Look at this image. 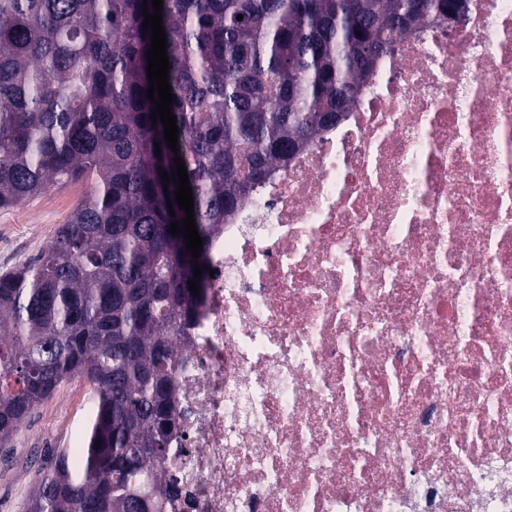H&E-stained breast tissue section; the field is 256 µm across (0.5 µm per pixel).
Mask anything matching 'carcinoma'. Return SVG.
<instances>
[{
	"instance_id": "obj_1",
	"label": "carcinoma",
	"mask_w": 512,
	"mask_h": 512,
	"mask_svg": "<svg viewBox=\"0 0 512 512\" xmlns=\"http://www.w3.org/2000/svg\"><path fill=\"white\" fill-rule=\"evenodd\" d=\"M466 4L163 0L176 154L146 98L152 0H0V209L89 183L46 248L0 275V442L63 382L93 385L79 461L54 455L27 512H168L176 337L198 299L188 281L208 285L193 266L212 231L271 164L341 120L392 36L458 22ZM177 155L196 260L168 232L186 217L161 179Z\"/></svg>"
}]
</instances>
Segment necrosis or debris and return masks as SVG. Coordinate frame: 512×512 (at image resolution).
<instances>
[{"mask_svg": "<svg viewBox=\"0 0 512 512\" xmlns=\"http://www.w3.org/2000/svg\"><path fill=\"white\" fill-rule=\"evenodd\" d=\"M209 264L169 512H512V0L396 36Z\"/></svg>", "mask_w": 512, "mask_h": 512, "instance_id": "obj_1", "label": "necrosis or debris"}]
</instances>
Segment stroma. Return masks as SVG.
Listing matches in <instances>:
<instances>
[{"label":"stroma","mask_w":512,"mask_h":512,"mask_svg":"<svg viewBox=\"0 0 512 512\" xmlns=\"http://www.w3.org/2000/svg\"><path fill=\"white\" fill-rule=\"evenodd\" d=\"M87 189L82 182L55 187L23 207L1 209L0 275L37 257ZM91 410V385L73 378L37 406L9 442L0 444V512H26L45 449L71 453L79 448Z\"/></svg>","instance_id":"35a3bbf8"}]
</instances>
